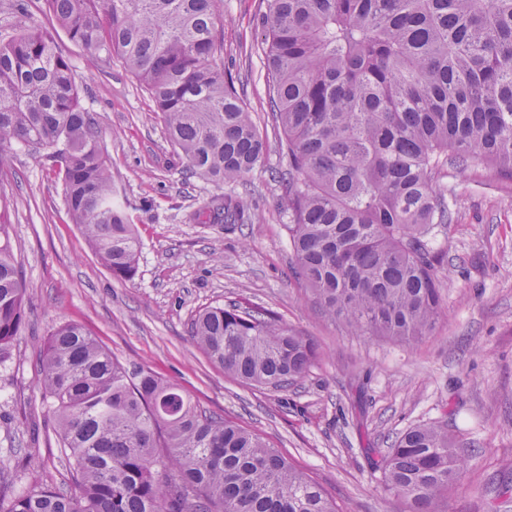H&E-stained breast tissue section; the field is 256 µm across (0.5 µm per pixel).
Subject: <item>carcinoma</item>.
I'll return each instance as SVG.
<instances>
[{
    "instance_id": "obj_1",
    "label": "carcinoma",
    "mask_w": 512,
    "mask_h": 512,
    "mask_svg": "<svg viewBox=\"0 0 512 512\" xmlns=\"http://www.w3.org/2000/svg\"><path fill=\"white\" fill-rule=\"evenodd\" d=\"M88 53L117 57L152 98L186 171L220 187L259 168L266 139L218 62V0H46ZM270 106L285 136L288 237L324 315L356 336L434 333L441 309L434 232L453 222L448 166L512 181V0H264ZM0 38V172L16 149L55 163L64 204L101 264L135 275L140 243L115 200L80 81L9 0ZM199 221L241 224L217 196ZM25 289L0 223V364L25 325ZM192 336L234 378L282 390L321 360L269 309L206 307ZM38 382L76 491L35 484L0 512H339L261 435L212 414L150 369L130 368L84 327L49 335ZM448 428L421 424L383 456L405 512H448L470 470Z\"/></svg>"
}]
</instances>
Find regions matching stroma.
<instances>
[{
    "mask_svg": "<svg viewBox=\"0 0 512 512\" xmlns=\"http://www.w3.org/2000/svg\"><path fill=\"white\" fill-rule=\"evenodd\" d=\"M220 59L240 101L266 133L262 167L216 187L183 175V163L147 91L120 62L70 41L44 0H29L38 26L69 59L95 119L118 200L140 240L132 280L112 277L72 224L52 161L15 151L0 173V209L26 289L25 327L0 365V494L33 483L74 484L55 419L37 382L49 332L77 323L125 365H140L211 412L264 437L336 500L342 512H403L377 461L409 427L446 424L470 471L448 491V512H490L512 480V183L476 166L448 172L454 222L437 232L442 307L435 335L397 342L351 336L318 308L296 274L287 165L270 110L261 46L262 0H218ZM248 202L242 224H200L213 196ZM246 302L278 312L313 337L322 361L282 392L225 374L194 342L191 322L209 306Z\"/></svg>",
    "mask_w": 512,
    "mask_h": 512,
    "instance_id": "35a3bbf8",
    "label": "stroma"
}]
</instances>
